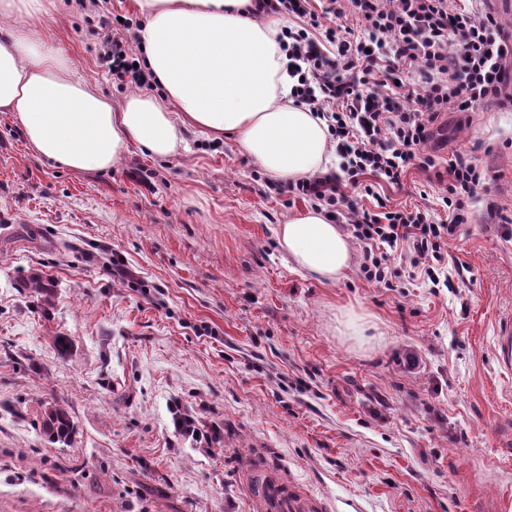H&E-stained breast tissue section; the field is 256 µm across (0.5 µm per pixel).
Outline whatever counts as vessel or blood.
<instances>
[{
    "label": "vessel or blood",
    "mask_w": 512,
    "mask_h": 512,
    "mask_svg": "<svg viewBox=\"0 0 512 512\" xmlns=\"http://www.w3.org/2000/svg\"><path fill=\"white\" fill-rule=\"evenodd\" d=\"M496 357L501 369L512 372V314L501 324ZM250 488L256 512H327L322 499L283 480L277 474L257 469L251 474Z\"/></svg>",
    "instance_id": "obj_1"
}]
</instances>
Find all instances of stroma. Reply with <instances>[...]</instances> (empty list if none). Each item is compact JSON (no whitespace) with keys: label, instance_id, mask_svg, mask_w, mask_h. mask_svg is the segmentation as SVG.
I'll list each match as a JSON object with an SVG mask.
<instances>
[{"label":"stroma","instance_id":"obj_1","mask_svg":"<svg viewBox=\"0 0 512 512\" xmlns=\"http://www.w3.org/2000/svg\"><path fill=\"white\" fill-rule=\"evenodd\" d=\"M49 36L122 103L95 14L57 0ZM185 138L172 157L134 148L74 171L0 112V512H254L255 462L337 512H512V376L495 361L512 223L474 206L448 241L449 288L403 275L388 289L356 265L326 283L278 244L311 201L268 189L234 142ZM428 146L489 170L512 216V110L449 106ZM447 182L445 167L413 169L378 191L440 219ZM34 274L50 294L27 288ZM55 402L78 424L73 447L39 429ZM176 406L211 445L175 431Z\"/></svg>","mask_w":512,"mask_h":512}]
</instances>
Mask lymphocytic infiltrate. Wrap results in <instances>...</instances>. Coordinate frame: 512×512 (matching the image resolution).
Instances as JSON below:
<instances>
[{
  "instance_id": "f902f5d3",
  "label": "lymphocytic infiltrate",
  "mask_w": 512,
  "mask_h": 512,
  "mask_svg": "<svg viewBox=\"0 0 512 512\" xmlns=\"http://www.w3.org/2000/svg\"><path fill=\"white\" fill-rule=\"evenodd\" d=\"M252 14L296 19L284 32L296 79L291 96L327 120L340 159V174L278 183L275 191L318 203L336 218L352 216L347 230L361 248L367 281L388 283L391 257L400 251L411 272L451 286L444 275L448 240L483 197L487 171L460 154L447 160V217L439 222L382 200L375 210H361L355 194L372 193L376 181L400 184L414 166L436 168L425 145L448 104L462 111L490 100L512 106L503 70L512 33L493 12L452 9L448 0H255ZM98 24V55L113 83L156 85L144 56L113 35L111 16L101 15ZM358 27L363 36L355 35Z\"/></svg>"
}]
</instances>
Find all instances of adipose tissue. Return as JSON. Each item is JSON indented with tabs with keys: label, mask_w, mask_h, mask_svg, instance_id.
<instances>
[{
	"label": "adipose tissue",
	"mask_w": 512,
	"mask_h": 512,
	"mask_svg": "<svg viewBox=\"0 0 512 512\" xmlns=\"http://www.w3.org/2000/svg\"><path fill=\"white\" fill-rule=\"evenodd\" d=\"M138 33L163 97L142 90L113 109L50 44V0H0V112L11 113L39 154L76 171L112 168L131 148L165 158L185 151L186 128L235 139L269 177L325 171L333 149L325 120L290 97L282 19L249 15L252 0H135ZM279 242L300 269L328 281L353 248L318 210L291 216Z\"/></svg>",
	"instance_id": "ef3b65f1"
}]
</instances>
